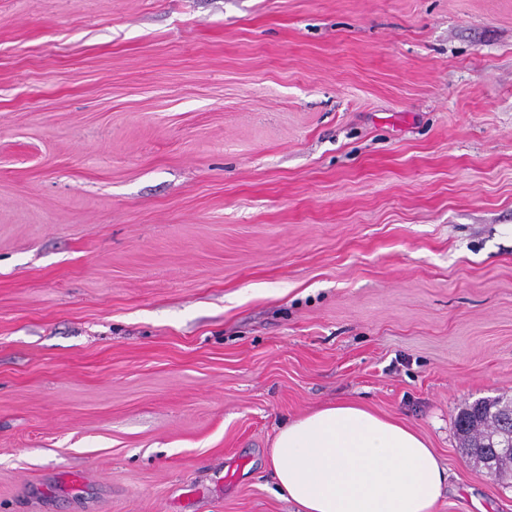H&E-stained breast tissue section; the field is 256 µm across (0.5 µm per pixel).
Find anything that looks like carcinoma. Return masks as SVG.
<instances>
[{
	"label": "carcinoma",
	"mask_w": 512,
	"mask_h": 512,
	"mask_svg": "<svg viewBox=\"0 0 512 512\" xmlns=\"http://www.w3.org/2000/svg\"><path fill=\"white\" fill-rule=\"evenodd\" d=\"M511 404L512 401L503 398L478 400L464 408L456 418L464 446L470 447L469 455L482 464L488 457L495 456L498 470L503 474L502 482L506 485L512 482V454L496 456L494 449L484 448L482 444L512 437V414L508 411Z\"/></svg>",
	"instance_id": "carcinoma-1"
}]
</instances>
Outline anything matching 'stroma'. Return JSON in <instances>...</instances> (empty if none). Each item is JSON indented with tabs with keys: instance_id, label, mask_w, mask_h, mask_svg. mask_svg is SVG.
<instances>
[{
	"instance_id": "1",
	"label": "stroma",
	"mask_w": 512,
	"mask_h": 512,
	"mask_svg": "<svg viewBox=\"0 0 512 512\" xmlns=\"http://www.w3.org/2000/svg\"><path fill=\"white\" fill-rule=\"evenodd\" d=\"M512 398V0H0V512H297L288 419Z\"/></svg>"
}]
</instances>
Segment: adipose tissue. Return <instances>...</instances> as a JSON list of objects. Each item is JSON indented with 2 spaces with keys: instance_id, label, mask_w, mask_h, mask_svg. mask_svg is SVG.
<instances>
[{
  "instance_id": "ef3b65f1",
  "label": "adipose tissue",
  "mask_w": 512,
  "mask_h": 512,
  "mask_svg": "<svg viewBox=\"0 0 512 512\" xmlns=\"http://www.w3.org/2000/svg\"><path fill=\"white\" fill-rule=\"evenodd\" d=\"M269 466L298 512H433L446 480L417 431L355 402L284 423Z\"/></svg>"
}]
</instances>
